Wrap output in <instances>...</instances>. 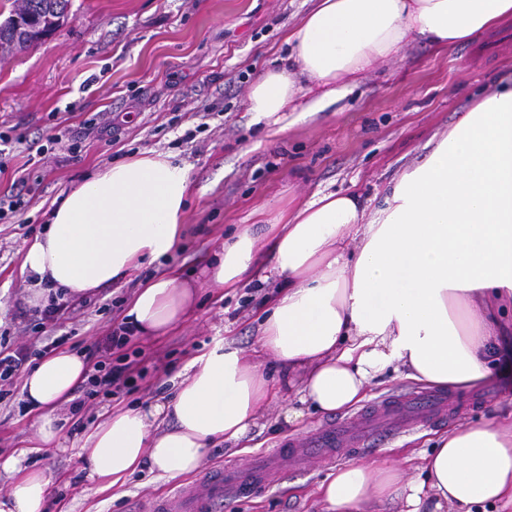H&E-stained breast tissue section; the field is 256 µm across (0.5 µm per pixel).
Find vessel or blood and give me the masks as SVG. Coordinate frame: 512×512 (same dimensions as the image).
<instances>
[{
  "mask_svg": "<svg viewBox=\"0 0 512 512\" xmlns=\"http://www.w3.org/2000/svg\"><path fill=\"white\" fill-rule=\"evenodd\" d=\"M446 396L417 395L391 400L362 411L358 426L339 420L328 423L306 440L302 447L292 449L295 461L313 459L330 462L335 448L360 446L366 432L387 437L403 427L431 419L445 409ZM283 454L276 448L266 455L265 463L250 462L245 467H216L202 475L198 485L181 488L176 494L158 496L150 505V512H215L216 503L222 502L225 491L244 495L263 484L268 465Z\"/></svg>",
  "mask_w": 512,
  "mask_h": 512,
  "instance_id": "vessel-or-blood-1",
  "label": "vessel or blood"
}]
</instances>
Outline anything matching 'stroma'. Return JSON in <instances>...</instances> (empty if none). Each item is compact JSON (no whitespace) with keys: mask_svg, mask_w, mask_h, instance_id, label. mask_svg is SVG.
Wrapping results in <instances>:
<instances>
[{"mask_svg":"<svg viewBox=\"0 0 512 512\" xmlns=\"http://www.w3.org/2000/svg\"><path fill=\"white\" fill-rule=\"evenodd\" d=\"M315 0H70L67 23L30 49L0 56V196L18 178L34 190L24 207L0 222V337L34 336L18 308L31 293L22 270L27 247L43 230L53 203L97 168L148 151L170 155L190 171L186 227L169 258L144 263L123 282L91 296L87 313L57 326L77 332L88 363L122 319L135 287L173 266L199 283L193 317L166 335L134 337L142 376L132 390L98 397L60 424L64 448L29 450L37 413L20 392L0 401V455L26 451L28 468L50 480L49 512H141L155 496L179 487L141 465L117 488L100 490L77 457L89 427L116 408L166 401L188 363L220 340L267 373L275 361L259 351V326L269 292L258 248L251 285L232 292L203 283L202 272L226 235L248 224H270L314 196L356 191L365 217L384 207L391 181L425 155V146L452 127L479 98L512 83V19L446 52L414 40L362 73L336 102L315 112H290L286 128L248 109L252 85L285 58L289 31ZM192 141H184L186 132ZM62 141H55V134ZM285 394L270 390L253 430L254 446L234 454L208 449L200 468L242 465L308 437L333 414L306 410L285 428ZM512 407V378L493 374L478 388L451 397L441 418L340 453L329 464H281L265 490L228 496L223 512H323L317 488L336 467L380 461L420 482V457L449 427L477 422Z\"/></svg>","mask_w":512,"mask_h":512,"instance_id":"35a3bbf8","label":"stroma"}]
</instances>
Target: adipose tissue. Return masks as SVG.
<instances>
[{
	"mask_svg": "<svg viewBox=\"0 0 512 512\" xmlns=\"http://www.w3.org/2000/svg\"><path fill=\"white\" fill-rule=\"evenodd\" d=\"M512 17V0H317L288 37L296 72L274 68L249 93V109L287 111L310 88L342 97L338 82L399 53L409 41L451 49ZM187 166L148 152L106 166L49 213L27 249L33 299L61 288L83 298L144 261L170 255L183 229ZM268 244L265 276L276 294L260 343L286 374H300L298 403L284 414L297 426L303 405L322 413L363 401L387 371L435 389H474L512 356V86L477 100L391 186L386 206L365 220L357 194L330 192L269 224L263 237L226 238L205 271L218 287L249 282L259 240ZM198 290L168 270L136 291L125 311L140 336H160L192 312ZM87 377L71 352L42 357L22 395L41 411L34 441L60 445L57 410ZM269 381L242 352L221 343L195 358L170 401L112 412L92 427L80 457L101 489L149 461L160 475L193 473L207 448L243 450ZM12 455L0 512H46L49 478ZM426 479L405 481L390 464H345L319 486L326 512H365L403 496L405 512L444 504L460 512L512 506V411L441 434L423 458Z\"/></svg>",
	"mask_w": 512,
	"mask_h": 512,
	"instance_id": "1",
	"label": "adipose tissue"
}]
</instances>
